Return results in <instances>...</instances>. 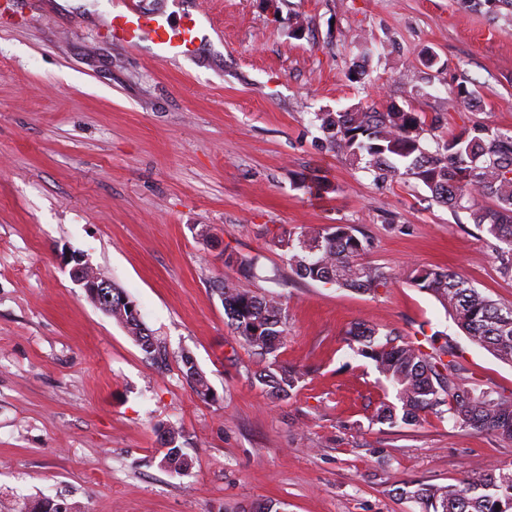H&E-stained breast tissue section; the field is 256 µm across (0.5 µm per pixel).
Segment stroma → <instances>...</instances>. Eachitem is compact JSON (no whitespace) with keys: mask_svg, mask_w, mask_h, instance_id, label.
Returning a JSON list of instances; mask_svg holds the SVG:
<instances>
[{"mask_svg":"<svg viewBox=\"0 0 512 512\" xmlns=\"http://www.w3.org/2000/svg\"><path fill=\"white\" fill-rule=\"evenodd\" d=\"M221 47L167 62L116 45L100 13L0 0V498L73 512H420L407 484L512 467V441L425 415L373 422L386 397L346 339L354 323L443 332L468 386L512 394V365L473 344L412 268L465 274L512 304V276L469 214L412 179L382 182L324 147L313 119L414 109L431 139L512 129V20L460 0H203ZM438 62L426 68V54ZM364 80L348 81L351 65ZM477 87L465 103L457 84ZM328 176L326 199L299 189ZM352 224L394 280L362 293L292 276L274 239ZM210 236H196L198 227ZM255 258L253 276L225 265ZM82 258L137 305L157 366L71 277ZM281 294L279 361L303 369L269 403L218 289ZM194 356L213 391L183 378ZM183 429L191 470L158 466L156 428Z\"/></svg>","mask_w":512,"mask_h":512,"instance_id":"35a3bbf8","label":"stroma"}]
</instances>
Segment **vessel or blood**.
<instances>
[{
  "label": "vessel or blood",
  "instance_id": "obj_1",
  "mask_svg": "<svg viewBox=\"0 0 512 512\" xmlns=\"http://www.w3.org/2000/svg\"><path fill=\"white\" fill-rule=\"evenodd\" d=\"M203 17V12L187 10L175 19L164 10L145 7L143 0H118L99 19L98 29L115 44L146 48L156 59L167 61L197 54L209 36L223 37V28L216 24L203 31Z\"/></svg>",
  "mask_w": 512,
  "mask_h": 512
}]
</instances>
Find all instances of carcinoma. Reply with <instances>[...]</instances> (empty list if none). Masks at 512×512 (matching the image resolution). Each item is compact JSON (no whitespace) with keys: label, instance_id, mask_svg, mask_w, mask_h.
I'll list each match as a JSON object with an SVG mask.
<instances>
[{"label":"carcinoma","instance_id":"obj_1","mask_svg":"<svg viewBox=\"0 0 512 512\" xmlns=\"http://www.w3.org/2000/svg\"><path fill=\"white\" fill-rule=\"evenodd\" d=\"M497 18L505 8L512 16V0H463ZM315 121L322 142L351 166L365 164L376 178H412L425 186L432 200L467 210L473 224L496 240L494 250L502 270L512 275V130L492 131L474 127L457 136L426 145L428 125L412 110L388 112L344 110L317 112ZM309 194L322 197L331 184L312 175L302 182ZM353 224L324 228L293 227L277 235L276 245L287 256L288 267L300 280L335 285L357 292H374L387 286L392 274L364 259L368 243ZM411 281L435 297L458 328L476 345L497 359L512 363V305H502L482 295L462 273L448 269H417ZM218 292L234 333L266 365L247 377L273 402L288 400L303 373L279 363L277 350L286 332V311L275 292H255L224 282ZM112 319L149 357L158 349L141 314H133L124 291L112 287ZM349 345L370 360L392 387L393 400H384L373 421L396 426L414 425L427 413L448 416L453 427L495 432L512 441V395L480 392L463 383L452 348L439 343V334L404 341L356 323L346 332ZM183 378L204 399L213 396L204 373L193 356L180 355ZM159 466L171 474H183L193 459L183 451V430L158 427ZM422 512H512V468H494L466 475L455 483H421L410 492ZM6 512H71V508L45 497L31 509L0 499Z\"/></svg>","mask_w":512,"mask_h":512}]
</instances>
